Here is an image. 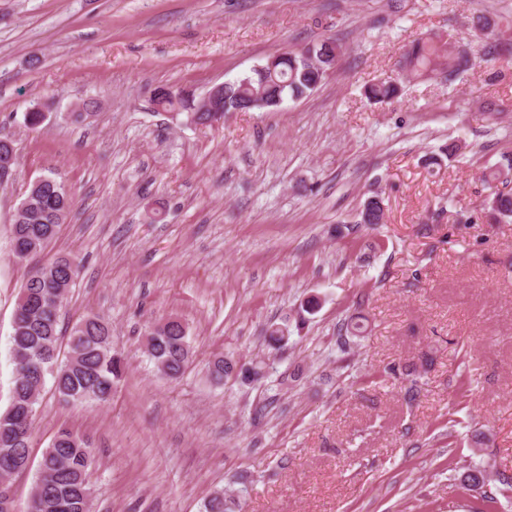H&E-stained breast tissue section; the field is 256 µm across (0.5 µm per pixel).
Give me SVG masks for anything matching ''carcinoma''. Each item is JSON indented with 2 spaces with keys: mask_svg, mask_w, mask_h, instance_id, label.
<instances>
[{
  "mask_svg": "<svg viewBox=\"0 0 512 512\" xmlns=\"http://www.w3.org/2000/svg\"><path fill=\"white\" fill-rule=\"evenodd\" d=\"M338 45L325 41L315 50L285 53L272 58L252 75L224 84L218 112L201 118L218 123L224 113L237 110L274 109L289 97L301 99L314 91L333 67ZM399 66L408 78L440 76L450 82L477 66L475 57L461 46L440 37L414 41L401 55ZM399 91L392 80L367 87L374 103L391 100ZM164 112L195 110L196 102L182 93L161 87L154 98ZM46 120L43 105L33 99L26 123L37 128ZM47 182L32 181L17 208L12 224L14 254L20 259L40 255L55 238L60 224L72 210L73 199L65 184L52 176ZM495 220L512 222V193L493 191L482 202ZM361 223H383L380 201L369 197L363 204ZM80 270L75 257L59 256L35 265L20 291L10 337V355L16 365L8 407L0 412V484L31 469L30 440L35 417L47 381L67 404L106 402L122 379L124 365L112 351L109 323L89 314L72 326L66 355H61V311ZM265 341L274 350L288 343V326H269ZM146 351L158 370L171 380L180 379L192 362L194 351L188 327L178 318L156 325L147 336ZM237 364L224 356L208 363V375L216 383L233 375ZM92 443L82 432L61 426L37 464L28 512H91L94 489L89 481L93 464ZM238 504L224 489L214 490L202 512H234Z\"/></svg>",
  "mask_w": 512,
  "mask_h": 512,
  "instance_id": "carcinoma-1",
  "label": "carcinoma"
}]
</instances>
